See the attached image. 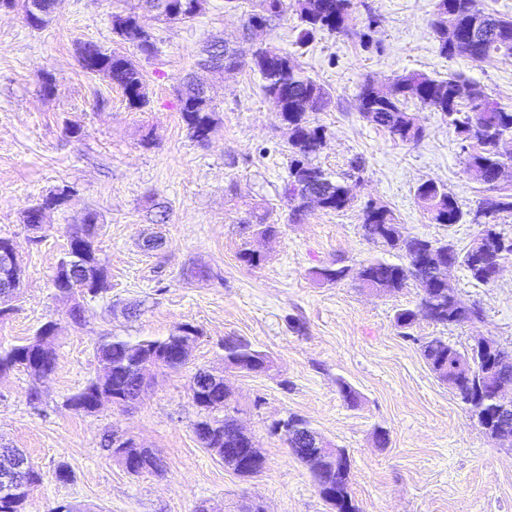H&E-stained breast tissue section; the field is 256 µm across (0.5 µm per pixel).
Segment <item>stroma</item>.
I'll list each match as a JSON object with an SVG mask.
<instances>
[{
    "label": "stroma",
    "instance_id": "1",
    "mask_svg": "<svg viewBox=\"0 0 512 512\" xmlns=\"http://www.w3.org/2000/svg\"><path fill=\"white\" fill-rule=\"evenodd\" d=\"M285 3L264 41L293 54L331 92L332 105L310 115L327 130L318 162L348 174L353 196L343 211L317 208L299 224L289 223L282 196L288 132L258 73L207 74L218 89L207 142L189 137L178 110L175 89L195 71L208 40L223 38L250 55L242 25L252 0H205L201 14L176 23L141 10L140 22L158 48L141 63L149 100L141 109L77 61L78 42L115 48L117 0H64L40 31L26 26L21 8L0 11V236L15 241L22 267V286L0 318V346L25 342L46 321L59 326L57 366L47 379L37 382L19 370L0 374V443L23 449L41 475L24 512H55L66 504L83 512H196L202 504L231 512L246 498L262 501L267 512H331L307 467L271 431L291 414L347 449L359 512H512V449L468 417L416 343L442 336L462 350L484 335L512 351V260L488 285L452 268V287L482 307V321H423L410 340L393 315L415 303V288L374 296L349 280L321 285L310 276L318 266L340 260L356 268L378 254L360 229L371 201L391 209L406 234L469 245L480 225L430 223L415 196L419 183L433 179L463 209L484 197L453 129L423 110V139L401 143L361 118L356 93L368 78L455 72L512 106V57L476 63L440 54L430 27L437 0H354L352 34L319 32L304 43L296 40L295 0ZM371 12L379 17L373 29ZM365 30L366 44L359 38ZM48 74L55 83L49 96L42 92ZM100 98L108 102L101 111ZM71 127L79 128L78 137L68 135ZM63 185L72 190L69 200L47 212L36 233L41 240L32 242L25 211ZM160 205L169 220L152 223ZM89 211L99 215L97 242L110 287L85 300V321L75 327L51 279L69 227ZM255 213L280 232L257 243L264 260L252 269L238 259L239 223ZM154 233L164 237L163 248L143 251L142 237ZM193 267L205 268L206 277L187 278ZM183 323L199 329L188 363L156 372L135 407L108 404L89 414L68 407V398L99 373L96 348L105 337H161ZM228 338L252 343L276 363L268 374L226 375L239 418L267 459L249 479L226 469L194 431L201 412L189 382L198 369H223ZM344 384L356 391V404L342 397ZM34 387L41 392L35 405L28 398ZM379 428L388 433L387 445L375 439ZM113 431L153 449L161 470L127 472L101 445ZM63 466L70 472L65 482L57 478Z\"/></svg>",
    "mask_w": 512,
    "mask_h": 512
}]
</instances>
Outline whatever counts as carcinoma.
I'll return each instance as SVG.
<instances>
[{
  "label": "carcinoma",
  "mask_w": 512,
  "mask_h": 512,
  "mask_svg": "<svg viewBox=\"0 0 512 512\" xmlns=\"http://www.w3.org/2000/svg\"><path fill=\"white\" fill-rule=\"evenodd\" d=\"M144 4L157 16L168 23L190 19L201 12L204 0H143ZM41 16L31 18L28 5H23V19L31 29L43 28L56 13L60 0H42ZM297 12L303 28L300 39H308L316 32L346 35L350 32L352 0H296ZM446 12L453 16L457 32L480 36L472 55L475 62H483L498 53L512 55V18L489 12L483 0H437L435 14ZM284 0H255V9L249 13L247 30L254 31L255 20L267 27L281 18ZM112 32L120 43L130 44L135 53L125 54L108 51L94 42H82L77 47V57L81 69L91 75L101 74L119 87L128 104L140 109L147 104L144 75L137 56L151 58L157 47L149 33L139 24L137 7L132 5L120 13L112 14ZM201 68L239 70L244 66L258 71L263 80V91L273 101L276 112L294 128L288 138V175L284 181L282 195L289 204V221L299 223L308 214L306 195L317 200V207L325 211H341L349 207L347 183L333 176L314 163L325 146L326 128L312 126L309 114L327 109L332 98L330 92L309 76L295 58L286 52L258 48L252 57L245 61L237 56V50L223 42H215L204 50L197 61ZM390 95H382L374 87L373 80L366 79L357 93L358 110L369 124L387 131L393 138L403 143H416L421 140L424 128L418 122L417 113L410 111L408 104L414 103L422 109L437 112L448 126L452 127L458 139L470 143L472 151L467 157L468 164L481 165L488 170L497 167L502 159L504 147L512 146V107H507L479 84L460 73H450L438 79L421 72H408L390 80ZM469 91L468 98L456 101L452 92L456 89ZM179 112L187 127L190 138L198 143L207 141L215 124L213 93L203 83L185 79L177 89ZM494 201L490 207H477L476 210H463L456 198L441 183L429 179L420 183L415 196L429 220L434 224H458L463 220L470 224H484L494 233L499 229L498 220L512 215V191H505L496 184H486ZM57 189L40 202L29 207L24 215V223L36 224L39 221L41 206H59L63 197ZM98 214L88 212L82 226L72 230L68 237L67 252L83 256L80 264L91 265L90 274L70 277L66 280L53 276L52 287L55 296L66 303L83 302L95 298L109 288L107 275L95 245ZM397 224L393 212L385 209L381 216L371 211L363 213L361 231L363 238L386 251H395L403 256V262L392 263L383 257L366 259L359 269V283H372L385 289L391 295L413 286L418 289V299L413 306L401 308L394 313V324L401 336L419 345V350L434 376L445 381L448 370L455 362L465 359L475 368H483L485 355L470 347L460 351L442 336L418 338L412 330L421 320L437 325L466 323L483 317L482 309L476 305L461 311L463 300L448 284L438 280L435 269L429 265L424 252L431 245L448 250L453 254L457 265L464 267L470 278L479 284L493 282L491 267L487 259L474 254L470 249L459 250L448 241L419 239L405 236L394 238L389 226ZM255 233L274 236L278 225L267 224L261 217L256 221H245L240 225L243 248L239 259L249 267H257L262 256L248 248L251 236ZM313 279L319 283L334 284L348 278L346 265L330 264L311 271ZM199 336L198 329L191 324H180L168 335L159 338L137 340L111 336L97 346V358L103 367L112 372L106 389H100L99 379L90 380L80 391L67 400V405L76 411L93 412L92 401L95 393L103 391L111 396L132 395L138 383V367L143 361L160 360L156 368L179 371L188 358L173 357L168 350L176 347L184 337ZM267 352L258 350L248 342L233 340L232 347L224 355V360L238 365L242 372L261 373L260 357ZM57 355L39 351L30 343L0 347V373L22 369L30 376L41 379L51 375L56 367ZM193 396L201 397L198 408L211 420L215 428L206 448H242L243 439L235 426L238 409L224 398V388L213 385L197 371L190 381ZM454 394L462 409L472 417L477 410L493 411V401L485 396L474 400L473 381L461 378ZM350 471H337L325 476V482L336 487L339 492L349 493ZM40 481V473L33 466H27V478L15 500L0 512H22L21 507L27 497L28 488Z\"/></svg>",
  "instance_id": "cac0c4a2"
}]
</instances>
